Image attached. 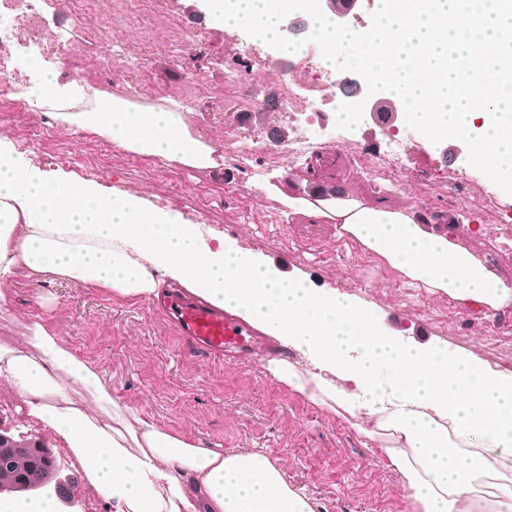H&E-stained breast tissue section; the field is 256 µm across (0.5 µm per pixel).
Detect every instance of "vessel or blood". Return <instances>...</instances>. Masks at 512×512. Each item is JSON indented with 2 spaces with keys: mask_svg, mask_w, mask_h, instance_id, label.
I'll list each match as a JSON object with an SVG mask.
<instances>
[{
  "mask_svg": "<svg viewBox=\"0 0 512 512\" xmlns=\"http://www.w3.org/2000/svg\"><path fill=\"white\" fill-rule=\"evenodd\" d=\"M174 335L189 351L211 360L247 347L251 330L234 316L186 294L166 296L160 304Z\"/></svg>",
  "mask_w": 512,
  "mask_h": 512,
  "instance_id": "1",
  "label": "vessel or blood"
}]
</instances>
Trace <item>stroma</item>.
<instances>
[{
  "label": "stroma",
  "mask_w": 512,
  "mask_h": 512,
  "mask_svg": "<svg viewBox=\"0 0 512 512\" xmlns=\"http://www.w3.org/2000/svg\"><path fill=\"white\" fill-rule=\"evenodd\" d=\"M111 12L112 0H99L87 29L74 31L75 64L53 54L25 55L21 64L32 82H40L47 71L62 83L75 81L80 70L94 73L100 42L107 36L141 41L139 28H107L103 19ZM153 25L174 39L186 28L204 42L199 48L184 47L179 67L159 61L145 72V81L157 93L151 109H166L184 77L194 74L202 82L195 88V110L184 115L191 137L217 151L231 147L235 128L274 131L268 111L281 93L278 70L248 80L246 93L225 88L227 34L206 20L196 0H156ZM325 96L323 117L313 128L317 150L293 171L279 169L245 186L232 166L195 168L117 146L108 151L103 138L92 132L75 138L58 126L52 109L30 97L22 111L6 118L28 136L18 154L50 177L94 180L105 190L142 196L154 206L179 211L206 227L208 235L235 239L288 273L308 276L327 288L344 290L370 257L335 221L289 215L283 196H305L331 186L348 197L412 210L423 222L435 223L452 213L459 218L451 230L455 241L478 255L499 247L494 227L512 224V204L500 199L483 206V197L494 189L479 171L460 168L443 150L428 149L423 135L401 118L385 126L378 115L367 113L355 130L337 129L335 110L345 99L343 83H335ZM391 130L407 142L395 173L406 185L402 191L392 190L387 181L359 170L352 161L358 151L378 154ZM452 180L467 185L469 205L454 204L448 189ZM374 262L377 275L352 295L371 304L404 339L465 350L493 370L512 372V353L501 351L484 334L488 311L455 305L439 291L407 304L409 280L383 259ZM8 298L7 307L0 309V346L26 343L29 326L46 322L104 373L116 401L206 447L224 453L264 452L289 485L307 494L316 512H415L387 458V438L365 435L351 421L296 392L273 376L269 359H206L183 348L149 298L83 288L62 277L34 278L17 271ZM0 424L9 426L12 435L46 443L62 477L71 481L77 512H115L112 500L97 492L64 441L1 377Z\"/></svg>",
  "instance_id": "obj_1"
}]
</instances>
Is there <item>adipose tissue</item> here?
<instances>
[{"label": "adipose tissue", "mask_w": 512, "mask_h": 512, "mask_svg": "<svg viewBox=\"0 0 512 512\" xmlns=\"http://www.w3.org/2000/svg\"><path fill=\"white\" fill-rule=\"evenodd\" d=\"M83 94L51 74L36 89L62 124L127 150L197 168L212 164L211 148L189 135L180 113L144 111L117 97L70 111ZM288 207L342 224L428 291L480 309L512 305L511 286L412 211L340 196H295ZM20 266L121 296H153L174 282L299 351L311 372L278 362L275 376L333 412L374 419L393 439L390 464L417 512H500L499 500L477 493L490 477L498 478L502 498H512V373L436 343H403L358 299L288 275L233 240L208 243L179 212L103 192L93 181L49 179L0 140V308L3 286ZM27 343L24 350L0 347V375L34 412H48L119 512H197L201 497L207 512H314L262 452L220 453L117 402L100 370L44 322L32 323Z\"/></svg>", "instance_id": "obj_1"}]
</instances>
